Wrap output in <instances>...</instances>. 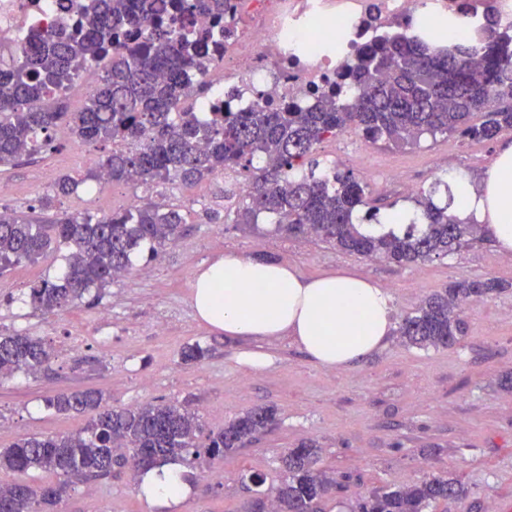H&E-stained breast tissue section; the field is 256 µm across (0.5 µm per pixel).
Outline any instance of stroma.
Returning <instances> with one entry per match:
<instances>
[{
  "mask_svg": "<svg viewBox=\"0 0 512 512\" xmlns=\"http://www.w3.org/2000/svg\"><path fill=\"white\" fill-rule=\"evenodd\" d=\"M512 129L492 141L454 135L423 136L410 143H366L347 129L317 145L315 157L352 171L377 199L381 214L414 210L411 198L387 181L398 169L417 187L447 179L449 171L480 176ZM106 147L81 144L59 128L52 149L0 167V211L40 213L44 197L62 175L83 178ZM245 183L240 168L215 174L192 187L166 183L145 190L114 185L78 191L54 202L55 211L103 215L125 208L130 195L151 196L182 207L191 223L159 257L142 258L131 274L82 303L53 315L32 309L30 285L54 275L57 261L22 264L0 276V333L17 330L42 338L54 357L48 372L0 380V448L25 435H55L83 426L81 416L44 410L42 400L57 391L103 390L115 408L177 401L198 410L205 431L223 428L244 410L274 406L277 423L245 448L224 459L183 466L192 493L181 512H245L254 497L250 473L276 484L280 458L303 442H315L321 465L348 475L341 491L325 496L320 512H355L373 489L452 474L466 487L458 501L433 512H512V254L493 240L417 265L349 255L310 237L253 231L232 222H209L223 211L224 180ZM236 254L273 261L306 277L347 271L376 282L390 295L394 321L462 278L496 277L508 291L466 309V335L450 348L419 349L392 336L386 348L355 365L330 369L312 361L292 339L227 338L200 322L191 304L195 272L208 262ZM207 347L205 359L187 363L188 345ZM268 355L267 364L246 365V352ZM60 512H152L126 467L111 475L72 483Z\"/></svg>",
  "mask_w": 512,
  "mask_h": 512,
  "instance_id": "35a3bbf8",
  "label": "stroma"
}]
</instances>
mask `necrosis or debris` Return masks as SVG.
I'll return each mask as SVG.
<instances>
[{"label":"necrosis or debris","instance_id":"necrosis-or-debris-1","mask_svg":"<svg viewBox=\"0 0 512 512\" xmlns=\"http://www.w3.org/2000/svg\"><path fill=\"white\" fill-rule=\"evenodd\" d=\"M234 31L212 57L221 73L200 105L313 104L335 81L355 45L383 28L419 30L422 18L447 17L469 33L485 14L512 30V0H231ZM78 16L70 0H0V69L21 54L31 30L59 32Z\"/></svg>","mask_w":512,"mask_h":512}]
</instances>
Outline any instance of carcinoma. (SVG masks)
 Here are the masks:
<instances>
[{"label": "carcinoma", "mask_w": 512, "mask_h": 512, "mask_svg": "<svg viewBox=\"0 0 512 512\" xmlns=\"http://www.w3.org/2000/svg\"><path fill=\"white\" fill-rule=\"evenodd\" d=\"M228 0H95L68 33L33 30L13 66L0 71V165L15 164L51 147L61 123L82 143H112V151L87 172L100 171L112 184L174 182L192 186L227 167L250 172L244 201L233 222L258 229L259 220L288 236L313 237L340 251L380 258L398 266L457 253L486 229L454 212L449 183L437 180L414 199L415 218L398 232L382 227L376 200L349 171L325 168L312 157L314 146L350 127L377 143L414 142L423 135L457 134L491 141L512 128V36L487 20L481 46L463 38L452 49H433L395 31L355 47L353 63L336 83L319 89L311 106L288 102L258 104L242 112H199L184 106L195 91L207 93L211 65L201 52L219 39L218 30L192 24L198 14L221 19ZM179 17L174 27L171 18ZM102 65L99 84L79 112L68 111L65 92L86 65ZM481 113L480 124L470 123ZM80 181L58 179L53 199L77 192ZM188 217L179 208L147 201L132 210L95 216L63 211L39 219L24 212H0V276L51 252L62 253L53 277L29 288L28 302L45 314L100 298L134 260L153 257L185 232ZM509 288L486 277H463L427 298L404 317L397 334L417 348L456 345L465 330V305ZM51 347L23 332L0 334V376L34 375L49 367ZM44 407L58 414L94 416L84 427L58 436H29L0 448V484L8 512H53L74 481L107 476L131 465L139 474L171 461L214 459L245 447L276 420L270 406L252 407L199 442V416L177 402L113 409L103 394L85 390L50 395ZM126 448L119 459L114 449ZM151 450L147 465L136 452ZM312 443L291 448L271 496L277 512H299L338 485L317 467ZM33 470L61 477L52 486L25 480ZM464 487L454 477L432 476L403 486L382 487L359 505L360 512H428L437 503L458 500Z\"/></svg>", "instance_id": "1"}]
</instances>
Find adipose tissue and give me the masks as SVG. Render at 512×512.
<instances>
[{
    "mask_svg": "<svg viewBox=\"0 0 512 512\" xmlns=\"http://www.w3.org/2000/svg\"><path fill=\"white\" fill-rule=\"evenodd\" d=\"M456 211L485 225L501 251H512V143L501 146L480 182L449 173ZM197 319L225 336L291 337L317 364L344 368L381 350L393 333L387 291L354 274L306 278L287 266L226 255L197 272L191 285ZM179 464L144 472L141 496L179 512L189 494Z\"/></svg>",
    "mask_w": 512,
    "mask_h": 512,
    "instance_id": "1",
    "label": "adipose tissue"
}]
</instances>
